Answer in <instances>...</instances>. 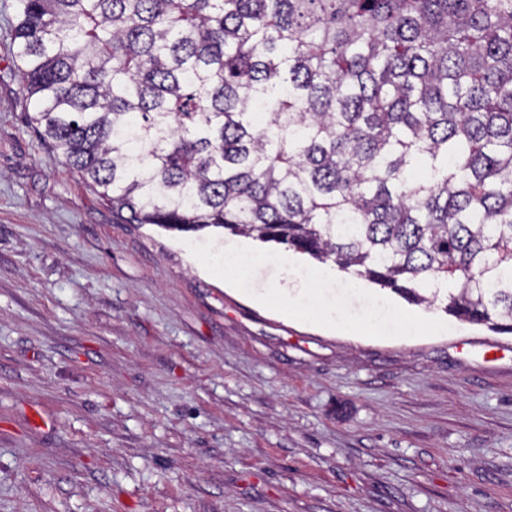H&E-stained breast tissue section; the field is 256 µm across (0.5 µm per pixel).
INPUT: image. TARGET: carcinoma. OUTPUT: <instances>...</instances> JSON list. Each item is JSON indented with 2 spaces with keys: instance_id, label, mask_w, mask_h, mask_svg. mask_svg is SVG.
Listing matches in <instances>:
<instances>
[{
  "instance_id": "cac0c4a2",
  "label": "carcinoma",
  "mask_w": 512,
  "mask_h": 512,
  "mask_svg": "<svg viewBox=\"0 0 512 512\" xmlns=\"http://www.w3.org/2000/svg\"><path fill=\"white\" fill-rule=\"evenodd\" d=\"M26 122L129 224L512 334V0H15Z\"/></svg>"
}]
</instances>
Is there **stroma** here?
Returning <instances> with one entry per match:
<instances>
[{
    "label": "stroma",
    "mask_w": 512,
    "mask_h": 512,
    "mask_svg": "<svg viewBox=\"0 0 512 512\" xmlns=\"http://www.w3.org/2000/svg\"><path fill=\"white\" fill-rule=\"evenodd\" d=\"M0 0V512H512V334L252 304L25 122Z\"/></svg>",
    "instance_id": "1"
}]
</instances>
